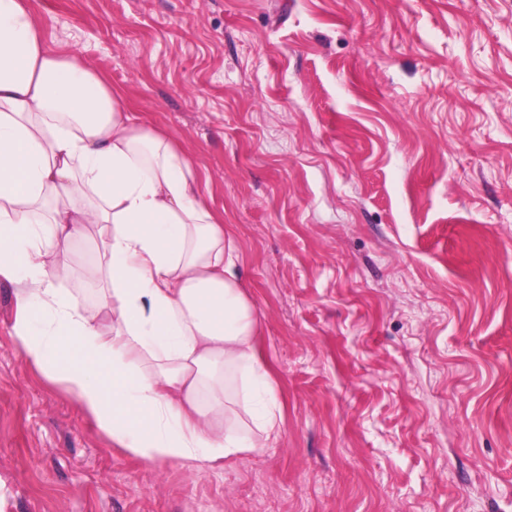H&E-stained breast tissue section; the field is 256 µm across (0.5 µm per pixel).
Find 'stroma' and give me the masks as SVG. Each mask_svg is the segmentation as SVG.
Masks as SVG:
<instances>
[{
    "instance_id": "35a3bbf8",
    "label": "stroma",
    "mask_w": 512,
    "mask_h": 512,
    "mask_svg": "<svg viewBox=\"0 0 512 512\" xmlns=\"http://www.w3.org/2000/svg\"><path fill=\"white\" fill-rule=\"evenodd\" d=\"M191 158L281 408L249 463L144 464L17 350L0 512H512V0H34Z\"/></svg>"
}]
</instances>
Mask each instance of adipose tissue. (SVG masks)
I'll return each mask as SVG.
<instances>
[{
    "mask_svg": "<svg viewBox=\"0 0 512 512\" xmlns=\"http://www.w3.org/2000/svg\"><path fill=\"white\" fill-rule=\"evenodd\" d=\"M92 233L86 307L60 291L71 269L58 257ZM238 259L180 147L51 51L32 0H0V278L16 285L15 343L145 464L251 460L281 434Z\"/></svg>",
    "mask_w": 512,
    "mask_h": 512,
    "instance_id": "1",
    "label": "adipose tissue"
}]
</instances>
